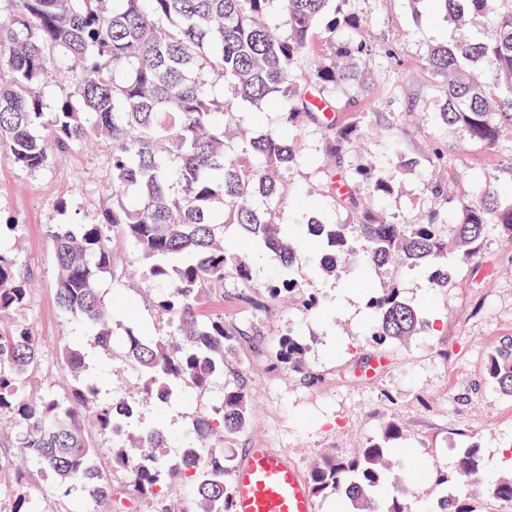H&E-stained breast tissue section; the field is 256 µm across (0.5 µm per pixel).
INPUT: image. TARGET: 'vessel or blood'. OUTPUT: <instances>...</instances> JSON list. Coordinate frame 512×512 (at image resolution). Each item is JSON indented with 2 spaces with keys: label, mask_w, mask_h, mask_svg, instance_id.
Listing matches in <instances>:
<instances>
[{
  "label": "vessel or blood",
  "mask_w": 512,
  "mask_h": 512,
  "mask_svg": "<svg viewBox=\"0 0 512 512\" xmlns=\"http://www.w3.org/2000/svg\"><path fill=\"white\" fill-rule=\"evenodd\" d=\"M233 512H316L309 484L287 455L247 449L235 472Z\"/></svg>",
  "instance_id": "obj_1"
}]
</instances>
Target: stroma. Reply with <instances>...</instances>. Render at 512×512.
Returning a JSON list of instances; mask_svg holds the SVG:
<instances>
[{
  "label": "stroma",
  "mask_w": 512,
  "mask_h": 512,
  "mask_svg": "<svg viewBox=\"0 0 512 512\" xmlns=\"http://www.w3.org/2000/svg\"><path fill=\"white\" fill-rule=\"evenodd\" d=\"M362 33L389 44L394 58L373 70L372 94L337 92V105L367 115L366 137L353 144L347 161L353 166L387 162L392 150L417 161L413 170L396 172L397 188L384 207L408 220L434 207L423 189L434 147L445 134L436 122L442 98L422 62L429 47L449 40L451 30L434 14L429 0H350ZM105 154L92 149L51 162L39 173L17 171L0 150V218L20 226L19 260L35 275L23 315L42 340L41 389L62 391L67 383L58 365L61 345L80 333L56 300V263L46 236L48 225L71 224L96 205L94 190ZM512 160L468 143L457 135L448 150V187L453 195L473 193L476 180L503 176ZM69 207L60 212L58 200ZM297 274L324 303L322 313L308 316L297 306L280 303L265 311L236 305L235 282L211 296L212 309L225 320L259 322L263 334L241 343L231 363L248 373L251 424L228 445L226 453L240 463L246 449L274 448L288 455L303 476H310L326 456L350 455L376 436L389 420L406 430L410 448L400 471L436 463L455 467L464 443L478 445L493 476L472 485L474 500L491 506L494 476L512 470L503 451L512 448V397L484 377L487 353L512 336V251L489 233L481 254L452 274V284L432 292L426 273L398 269L395 276L405 297L423 306L429 327L386 351L373 349L366 336L370 291L380 280L364 282L355 274L327 278L302 263ZM297 331L308 345L307 365L319 382L304 384L300 375L277 368L271 353L286 329ZM216 377L210 395L194 408L174 403L159 410L141 402V426L161 425L169 437V455H177L188 435L190 411H203L223 391Z\"/></svg>",
  "instance_id": "stroma-1"
}]
</instances>
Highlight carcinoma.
Listing matches in <instances>:
<instances>
[{
    "mask_svg": "<svg viewBox=\"0 0 512 512\" xmlns=\"http://www.w3.org/2000/svg\"><path fill=\"white\" fill-rule=\"evenodd\" d=\"M344 0H0V149L18 170L35 173L58 156L96 142L109 151L99 184L111 205L94 208L76 224H49L56 259V298L83 328L76 343L60 347V368L71 375L61 393L37 391L42 342L19 312L34 276L4 238L18 224H0V436L1 448H19L54 476V493L83 485L96 512H112L116 472L132 475V503L146 501L167 512L164 486L187 481L194 490L187 512H232L231 467L224 444L250 423L249 379L232 371L224 395L192 416L178 456L165 457L160 427H128L139 415L131 400L103 401L96 381L83 377L87 350H103L140 373L139 392L159 407L175 397L206 392L224 374L241 339L261 335L258 323L224 322L206 304L214 288L232 280L237 300L259 309L290 299L306 312L319 306L294 267L304 260L328 276L345 271L353 257L385 278L368 296L369 342L383 349L426 324L389 267L429 271L433 287H448V258L471 260L487 225L512 250V181L489 183L448 221V181L430 177L426 191L443 209L418 222L385 216L379 205L395 190L382 166L354 172L350 146L365 136L364 118L333 104L336 88L364 85L366 74L392 48L366 38L339 40L342 27L361 19L340 8ZM458 35L433 45L425 68L440 83L445 101L442 129L461 131L469 142L512 155V0H434ZM279 4L283 24L264 21ZM51 71L65 72L74 91L47 103ZM221 82L226 93L214 90ZM254 106L255 130L232 132L237 107ZM280 113L287 138L260 129L263 110ZM318 127L326 196L351 215L330 224L316 203L305 217L282 224L287 176L302 159L305 128ZM135 254L140 278L156 289L154 310L167 327L129 332L116 342L112 320L130 297L106 300L105 276H127L120 244ZM259 255L275 257L277 274L265 299L247 288ZM307 344L288 332L275 365L304 373ZM485 379L512 397V339L489 352ZM112 435L109 466L99 465L94 438ZM406 435L391 420L379 436L350 456L326 457L313 470L311 492L336 496L338 512H409L418 487H440L433 512L482 510L470 486L480 482L481 453L470 445L456 468L435 466L404 484L388 479V460L401 459ZM10 512H48L25 475L15 476ZM491 499L512 507V474L500 476Z\"/></svg>",
    "mask_w": 512,
    "mask_h": 512,
    "instance_id": "carcinoma-1",
    "label": "carcinoma"
}]
</instances>
